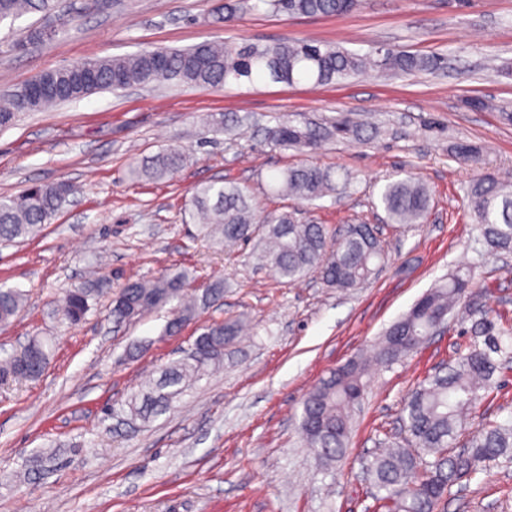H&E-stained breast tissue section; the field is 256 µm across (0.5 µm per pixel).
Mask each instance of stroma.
I'll use <instances>...</instances> for the list:
<instances>
[{
  "label": "stroma",
  "mask_w": 512,
  "mask_h": 512,
  "mask_svg": "<svg viewBox=\"0 0 512 512\" xmlns=\"http://www.w3.org/2000/svg\"><path fill=\"white\" fill-rule=\"evenodd\" d=\"M51 40L26 44L30 13L0 24V93L38 74L142 49L206 39L271 44L314 39L364 55L380 46L438 54L443 68L388 76L377 71L315 87L258 82L216 88L176 84L103 91L27 112L0 130V196L34 182L65 180L76 194L32 240L0 245V284L26 294L20 315L0 326V346L31 336L53 352L36 380L0 386V512H380L365 466L384 440L405 443L404 402L435 369L465 351L471 322L385 368L370 363L352 413L348 449L323 476L299 421L308 393L347 362L369 359L386 328L439 281L471 271L496 326L512 329V260L486 253L467 206L478 174L453 148L482 151L485 166L512 179V0H364L336 17L250 11L214 23L224 0H108L84 8ZM477 99L494 109L478 110ZM248 118L236 139L207 129L206 115ZM313 122L345 115L359 135H339L312 153L275 149L264 127L280 115ZM182 147L186 165L155 183L130 178L132 161ZM300 162L351 173L349 196L296 207L299 221L332 229L369 224L385 262L359 287H327L317 274L289 283L259 268L250 245L231 252L198 235L186 201L192 187L232 180L261 210L272 177ZM413 174L428 188L423 223L399 228L378 203L389 180ZM182 270L187 294L214 280L224 296L170 334L168 310L117 324L112 299L130 281ZM97 294L79 324L56 301L72 286ZM233 319L243 334L219 367L188 387L159 418L124 424L127 397L161 367L186 356L202 327ZM512 417V367L468 421ZM444 512H512V465L453 486Z\"/></svg>",
  "instance_id": "1"
}]
</instances>
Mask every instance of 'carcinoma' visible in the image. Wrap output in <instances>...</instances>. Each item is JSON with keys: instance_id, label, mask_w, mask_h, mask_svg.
<instances>
[{"instance_id": "carcinoma-1", "label": "carcinoma", "mask_w": 512, "mask_h": 512, "mask_svg": "<svg viewBox=\"0 0 512 512\" xmlns=\"http://www.w3.org/2000/svg\"><path fill=\"white\" fill-rule=\"evenodd\" d=\"M363 5V0H226L216 21L232 23L248 10L265 9L275 14L308 17L341 16ZM52 0H0V23L14 21L31 12L51 13ZM436 55H415L393 51L358 55L340 47L309 40H284L273 44L230 45L222 40H205L185 49L142 50L107 59H88L37 75L0 99V128L13 125L23 112L41 111L94 93L150 83H178L190 87H220L229 82L272 81L292 85L309 82L314 87L331 83L367 69L392 73L432 71L442 67ZM215 132H232L240 125L224 114L206 117ZM344 118L330 125L311 126L295 115H284L267 128L266 142L275 148L313 151L336 135L354 134ZM455 157L464 165L479 166L478 148L459 143ZM186 164L178 147L158 152L132 169L141 181L167 178ZM349 175L333 168L301 163L281 170L270 185L272 194L285 199L312 203L327 195L341 194ZM75 187L66 181L34 184L17 196L0 197V243L33 239L62 209ZM466 197L476 228L487 249L495 254L512 253V187L498 174L485 172L468 185ZM190 202L198 215L203 237L214 247L254 243L257 263L291 282L312 271L331 288H356L384 260L374 228L350 224L339 238L325 225L301 224L292 211L261 213L247 191L222 180L193 186ZM380 203L393 224H420L426 218L430 195L413 177L387 183ZM185 275L177 273L153 282L133 281L112 299L110 314L115 322H127L146 311L178 301L168 325L169 332L195 319L198 310L219 300L224 285L213 282L197 299L184 294ZM483 291L471 273L448 277L425 293L411 310L385 334L372 359L389 367L419 349L432 337L436 322L457 308L472 319L467 353L448 364V370L426 378L406 401L402 423L408 434L407 446H390L366 466L376 499L385 512H439L448 490L464 479L487 470L492 462L512 463V420L465 431L464 421L482 393L495 384V375L512 359V343L496 329L483 304ZM25 293L0 286V323H8L20 312ZM92 289L70 287L57 304L58 313L73 324L81 322L91 308ZM239 333L235 321L206 324L196 337L188 357L165 366L147 389L133 393L126 401L129 414L148 420L167 409L204 371L219 363L224 345ZM51 346L33 336L0 359V385L16 380H36L44 373ZM365 364L352 361L330 373L307 395L299 428L308 447L322 464V474L333 473L332 465L344 456L350 433L351 411L365 392ZM467 434L466 443L456 450V441Z\"/></svg>"}]
</instances>
